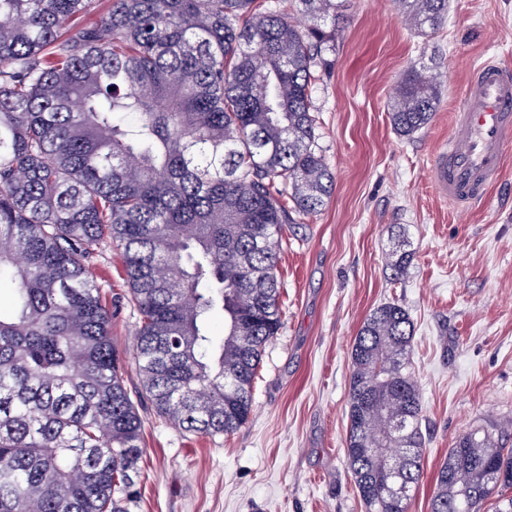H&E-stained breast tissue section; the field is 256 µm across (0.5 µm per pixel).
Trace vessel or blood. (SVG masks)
<instances>
[{"label":"vessel or blood","mask_w":512,"mask_h":512,"mask_svg":"<svg viewBox=\"0 0 512 512\" xmlns=\"http://www.w3.org/2000/svg\"><path fill=\"white\" fill-rule=\"evenodd\" d=\"M512 151V69L487 61L468 81L448 148L434 167L440 193L458 207L479 203L504 178Z\"/></svg>","instance_id":"vessel-or-blood-1"}]
</instances>
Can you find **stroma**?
Instances as JSON below:
<instances>
[{"mask_svg":"<svg viewBox=\"0 0 512 512\" xmlns=\"http://www.w3.org/2000/svg\"><path fill=\"white\" fill-rule=\"evenodd\" d=\"M329 73L313 87L317 147L335 176L322 209L290 225L278 264L283 327L267 344L249 422L232 435L183 433L150 407L136 512H365L346 469L351 348L381 304L409 312L424 405L423 478L409 512H430L437 471L475 427L512 438V164L479 208L450 205L433 169L462 89L483 61L512 68V0H449L448 22L421 37L392 0H350ZM442 72L440 106L410 137L387 105L414 62ZM406 231L403 281L387 255ZM91 271L120 351L138 316L120 250Z\"/></svg>","mask_w":512,"mask_h":512,"instance_id":"1","label":"stroma"}]
</instances>
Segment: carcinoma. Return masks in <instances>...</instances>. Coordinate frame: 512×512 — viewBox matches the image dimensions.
I'll return each mask as SVG.
<instances>
[{
    "instance_id": "1",
    "label": "carcinoma",
    "mask_w": 512,
    "mask_h": 512,
    "mask_svg": "<svg viewBox=\"0 0 512 512\" xmlns=\"http://www.w3.org/2000/svg\"><path fill=\"white\" fill-rule=\"evenodd\" d=\"M295 3L303 25L281 0H0V512L137 506L143 421L89 270L104 242L123 251L141 397L186 433L248 423L285 228L334 185L311 93L347 0ZM394 4L421 37L448 22V0ZM442 82L404 71L399 135L429 125ZM412 258L401 231L394 279ZM413 348L395 303L352 347L346 463L366 512H408L423 475ZM430 512H512V446L458 436Z\"/></svg>"
}]
</instances>
